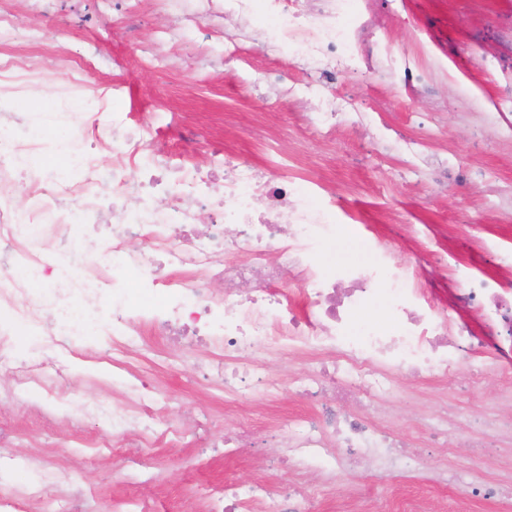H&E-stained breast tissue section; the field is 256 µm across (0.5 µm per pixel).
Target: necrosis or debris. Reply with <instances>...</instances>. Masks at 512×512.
Segmentation results:
<instances>
[{"label":"necrosis or debris","instance_id":"necrosis-or-debris-1","mask_svg":"<svg viewBox=\"0 0 512 512\" xmlns=\"http://www.w3.org/2000/svg\"><path fill=\"white\" fill-rule=\"evenodd\" d=\"M263 3L267 16L266 47L278 53L300 48L313 69L328 82L337 77L367 74L373 64L396 73L405 87L423 75L405 56L385 46L377 58L360 48V29L352 20L356 0H319L316 18L295 8L296 0H224L228 15L250 14ZM39 72L20 56L0 52V365L11 364L14 382L6 397L17 400L45 386L51 411L79 407L83 414L114 429L131 431L141 447L211 448L215 442L206 422L170 426L164 406L146 377L125 375L123 406L104 400L78 402L64 380L66 371L47 370L37 357L10 358L12 330L25 327L36 349H53L81 357L93 336H108L113 346L129 349L143 326L164 332L170 343L198 341L223 351L208 367L209 376L225 393L239 398L245 381H256L262 394L273 395L283 379L266 371L261 355L267 349L323 353L316 370L297 374L292 385L306 396L333 395L340 409L321 417H286L280 422L281 445L301 463L335 473L336 448L353 449V466H387L394 447L385 425L355 414L354 406L368 395L387 399L392 376L418 379L435 370L448 371L466 326L449 332L448 317L439 315L415 278L388 270L381 260L352 267L333 260L338 249L336 212L308 203L323 190L321 181L291 173L288 157L270 146L261 163L241 162L225 148L221 170L202 173L185 168L176 184L179 193L207 197L217 211L214 223L199 227L193 208L157 209L151 196L126 210L125 198L143 185H160L154 164L157 141L141 142L123 133V119L112 120V173L104 175L95 159L73 152L72 171L62 176L43 170L27 186L30 209L17 211L9 202L19 177L22 157L36 142L28 135L27 118L13 112L14 80L31 82ZM90 75L76 66L61 89L63 98L79 102L77 112L64 113L75 129L83 117L104 109V98L88 91ZM317 119L326 141L336 139V118L352 108L351 98L314 84ZM112 196V213L99 201ZM112 221V239L92 258L77 259L74 248L50 253L38 242L66 235L69 225ZM143 238L132 249L127 239ZM24 272L14 278V269ZM200 274L223 286L221 298L188 287L186 278ZM255 281L250 292L241 285ZM296 288H288V281ZM463 304L478 302L491 313L482 353L494 361L512 362V281L474 280L458 294ZM383 303L382 320L368 319V310ZM333 487L295 483L282 488L266 479L225 486L209 496L206 512H313L315 502Z\"/></svg>","mask_w":512,"mask_h":512}]
</instances>
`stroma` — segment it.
Here are the masks:
<instances>
[{"mask_svg": "<svg viewBox=\"0 0 512 512\" xmlns=\"http://www.w3.org/2000/svg\"><path fill=\"white\" fill-rule=\"evenodd\" d=\"M0 8L13 14L19 29L43 31L42 46L19 38L7 49L38 64L50 104H57L65 78L62 59L81 56L101 65L95 91L107 102L104 128H111L113 113L123 112L137 134L165 124L188 130V139L169 144L173 162L205 169L230 147L255 163L266 145H278L303 168L322 174L327 190L319 200L335 207L341 223L338 258L364 263L363 240L387 241L389 262L413 263L431 285L438 310L482 332L483 311L453 298L471 276L512 274V135L491 117L512 110V0H395L391 6L363 0L364 54L382 39L413 58L424 79L415 90L381 71L337 80L334 92L352 96L357 109L346 115L347 127L332 145L311 123L308 96L288 95L306 81L304 52L276 55L254 40L265 26L262 8L244 17L198 19L190 0H110L106 6L101 0H43L36 11L29 0H0ZM269 69L280 77L272 86L259 80ZM405 139L420 144L432 167L409 172L396 148ZM128 358L153 380L172 426L207 411L220 437L245 415L256 431L255 447L228 460L220 448H141L132 436L117 434L111 441L120 451L114 454L100 447L95 418L75 425L4 401L0 421L13 431L14 466L0 476L1 493L40 477L42 467L54 468L56 485L27 506V512H51L77 468L95 512H113L122 499L148 512H203L205 495L228 476L242 483L260 474L281 485L322 481L321 473L303 466L268 467L280 455L272 439L275 419L320 411L293 387L272 400L253 396L239 414L225 411L223 393L200 370L215 352L173 351L145 329ZM470 363L466 355L451 371L417 381L397 378L385 423L424 457V466L345 470L321 512H345L357 498L381 507L403 496L421 498L425 512H440L451 473L465 483L456 495L461 512H512V496L487 500L479 494L512 484V401L501 394L499 373L471 380ZM119 374L111 362L78 359L69 384L81 399L115 402ZM482 413L499 419L498 433L479 437ZM131 458L147 460L163 473V483L144 485L134 476L119 481L117 471Z\"/></svg>", "mask_w": 512, "mask_h": 512, "instance_id": "obj_1", "label": "stroma"}]
</instances>
